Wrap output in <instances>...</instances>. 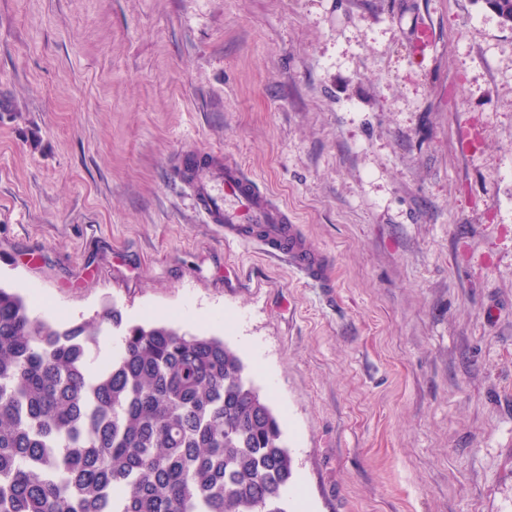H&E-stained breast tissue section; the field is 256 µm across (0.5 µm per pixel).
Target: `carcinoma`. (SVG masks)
I'll list each match as a JSON object with an SVG mask.
<instances>
[{"instance_id":"obj_1","label":"carcinoma","mask_w":512,"mask_h":512,"mask_svg":"<svg viewBox=\"0 0 512 512\" xmlns=\"http://www.w3.org/2000/svg\"><path fill=\"white\" fill-rule=\"evenodd\" d=\"M492 11L512 28V0ZM121 331L94 366L103 324ZM279 419L237 350L126 325L60 330L0 287V512H288Z\"/></svg>"}]
</instances>
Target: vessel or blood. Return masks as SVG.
Masks as SVG:
<instances>
[{"mask_svg": "<svg viewBox=\"0 0 512 512\" xmlns=\"http://www.w3.org/2000/svg\"><path fill=\"white\" fill-rule=\"evenodd\" d=\"M178 176L196 211L223 231L225 242H257L266 253L287 258L305 282L333 287L331 256L304 239L287 211L272 205L238 162L192 158L181 163Z\"/></svg>", "mask_w": 512, "mask_h": 512, "instance_id": "obj_1", "label": "vessel or blood"}]
</instances>
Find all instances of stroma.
Here are the masks:
<instances>
[{
	"label": "stroma",
	"instance_id": "stroma-1",
	"mask_svg": "<svg viewBox=\"0 0 512 512\" xmlns=\"http://www.w3.org/2000/svg\"><path fill=\"white\" fill-rule=\"evenodd\" d=\"M232 158L332 292L176 178ZM0 286L223 338L289 512H512V29L483 0H0Z\"/></svg>",
	"mask_w": 512,
	"mask_h": 512
}]
</instances>
